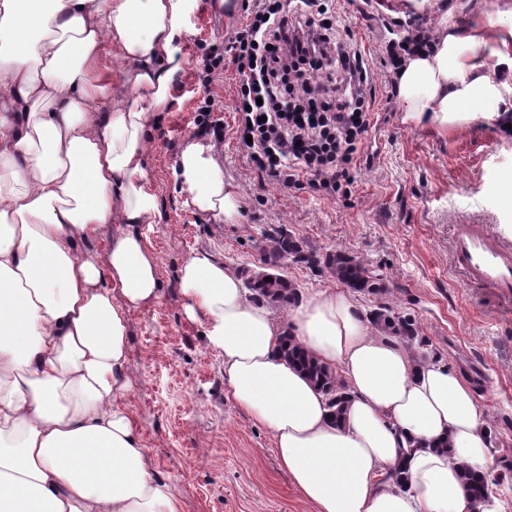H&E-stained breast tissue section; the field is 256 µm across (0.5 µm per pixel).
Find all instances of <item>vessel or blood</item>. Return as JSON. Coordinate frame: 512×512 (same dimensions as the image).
Instances as JSON below:
<instances>
[{
    "label": "vessel or blood",
    "mask_w": 512,
    "mask_h": 512,
    "mask_svg": "<svg viewBox=\"0 0 512 512\" xmlns=\"http://www.w3.org/2000/svg\"><path fill=\"white\" fill-rule=\"evenodd\" d=\"M452 247L468 281L512 300V243L491 231L486 221L475 219L455 225Z\"/></svg>",
    "instance_id": "obj_1"
}]
</instances>
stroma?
I'll list each match as a JSON object with an SVG mask.
<instances>
[{"instance_id":"obj_1","label":"stroma","mask_w":512,"mask_h":512,"mask_svg":"<svg viewBox=\"0 0 512 512\" xmlns=\"http://www.w3.org/2000/svg\"><path fill=\"white\" fill-rule=\"evenodd\" d=\"M401 9L402 0L382 8L336 4L338 25L375 70L374 126L352 164L350 195L260 179L234 135L235 69L212 84L223 105L224 181L242 200L229 223L193 206L175 167L203 103L194 84L200 48H223L244 14L197 0L187 20L182 80L167 110L150 115L145 169L158 212L140 231L158 260L160 287L130 316L123 396L153 470L183 512H312L280 468L270 431L234 403L223 357L210 347L205 324L185 310L179 274L202 251L235 272L258 268L265 234L280 227L318 253L358 257L381 276L383 293H356L358 306L368 312L386 304L413 317L428 341L424 354L470 376L492 430L491 474L512 468V306L470 284L450 247L453 224L483 206L496 217L492 230L512 240V140L482 115L453 132L405 121L399 99L387 97L382 65Z\"/></svg>"}]
</instances>
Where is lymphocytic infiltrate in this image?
<instances>
[{
  "mask_svg": "<svg viewBox=\"0 0 512 512\" xmlns=\"http://www.w3.org/2000/svg\"><path fill=\"white\" fill-rule=\"evenodd\" d=\"M246 10L223 50L205 52L199 87L235 68L236 138L261 178L349 194L376 101L368 59L333 0H248Z\"/></svg>",
  "mask_w": 512,
  "mask_h": 512,
  "instance_id": "f902f5d3",
  "label": "lymphocytic infiltrate"
}]
</instances>
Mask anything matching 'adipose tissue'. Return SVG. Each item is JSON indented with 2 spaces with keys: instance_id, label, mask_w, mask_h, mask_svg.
<instances>
[{
  "instance_id": "adipose-tissue-1",
  "label": "adipose tissue",
  "mask_w": 512,
  "mask_h": 512,
  "mask_svg": "<svg viewBox=\"0 0 512 512\" xmlns=\"http://www.w3.org/2000/svg\"><path fill=\"white\" fill-rule=\"evenodd\" d=\"M0 0V512H182L121 405L128 318L158 296V262L138 231L157 212L144 159L150 112L184 72L177 55L196 0ZM137 99L99 109L103 56ZM407 121L443 129L479 110L512 115V5L463 29L440 24L395 75ZM193 206L231 222L211 138L176 161ZM110 236L106 255L96 244ZM236 405L272 433L277 459L315 512H501L473 500L463 468L490 470L476 391L441 361L370 327L348 292H314L278 317L206 252L180 268ZM291 335L344 385L324 393L281 350Z\"/></svg>"
}]
</instances>
